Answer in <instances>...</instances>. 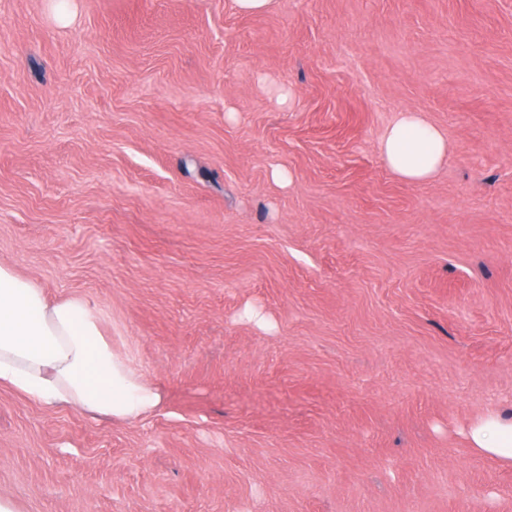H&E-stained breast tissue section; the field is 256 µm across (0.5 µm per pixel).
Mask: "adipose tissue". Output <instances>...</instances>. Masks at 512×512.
I'll use <instances>...</instances> for the list:
<instances>
[{"instance_id":"ef3b65f1","label":"adipose tissue","mask_w":512,"mask_h":512,"mask_svg":"<svg viewBox=\"0 0 512 512\" xmlns=\"http://www.w3.org/2000/svg\"><path fill=\"white\" fill-rule=\"evenodd\" d=\"M448 150L446 133L416 111L401 113L378 144L386 167L411 184L431 180ZM0 386L46 406L129 422L162 403L159 389L114 352L88 302L48 301L38 284L3 263ZM466 437L479 454L512 467V418L486 410L470 424Z\"/></svg>"}]
</instances>
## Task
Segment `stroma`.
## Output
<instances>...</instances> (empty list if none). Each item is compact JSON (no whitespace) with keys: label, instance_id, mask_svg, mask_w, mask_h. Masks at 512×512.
I'll return each mask as SVG.
<instances>
[{"label":"stroma","instance_id":"stroma-1","mask_svg":"<svg viewBox=\"0 0 512 512\" xmlns=\"http://www.w3.org/2000/svg\"><path fill=\"white\" fill-rule=\"evenodd\" d=\"M0 263L164 395L0 387L11 512H512V0H0ZM448 150V135L416 111L401 112L378 144L386 167L411 184L431 180ZM466 437L479 454L512 467V417L488 409L470 424Z\"/></svg>","mask_w":512,"mask_h":512}]
</instances>
